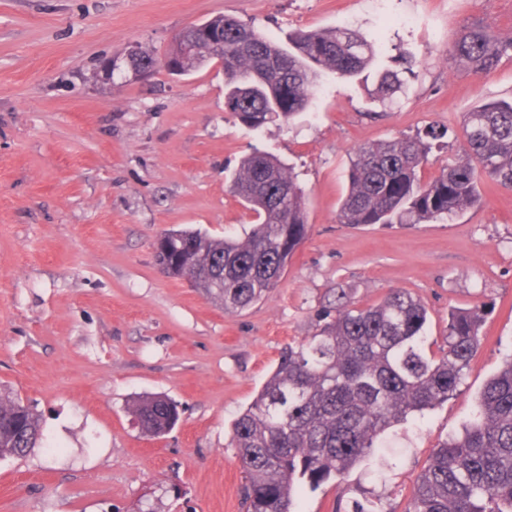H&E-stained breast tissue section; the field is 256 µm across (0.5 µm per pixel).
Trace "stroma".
<instances>
[{
  "label": "stroma",
  "instance_id": "stroma-1",
  "mask_svg": "<svg viewBox=\"0 0 512 512\" xmlns=\"http://www.w3.org/2000/svg\"><path fill=\"white\" fill-rule=\"evenodd\" d=\"M218 14L277 42L346 24L377 37L383 61L416 66L387 103L375 71L323 76L307 111L258 130L225 111L218 61L184 75L103 68L137 46L164 58L178 33ZM402 15L412 27H396ZM476 22L512 33V0L377 11L368 0H0V389L34 405L49 441L0 460V512H241L231 423L341 286L360 306L408 291L428 309L434 347L451 308L489 311L454 398L389 428L383 455L295 503L403 512L432 449L512 354V191L486 185L479 207L447 223L355 227L339 207L360 145L452 127L429 179L456 158L465 112L512 98V61L478 76L448 58L452 35ZM256 150L294 166L309 233L279 287L230 313L161 273L153 243L182 228L243 237L253 218L228 184ZM154 394L180 414L161 438L128 411Z\"/></svg>",
  "mask_w": 512,
  "mask_h": 512
}]
</instances>
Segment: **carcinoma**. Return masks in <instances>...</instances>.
Listing matches in <instances>:
<instances>
[{
    "label": "carcinoma",
    "mask_w": 512,
    "mask_h": 512,
    "mask_svg": "<svg viewBox=\"0 0 512 512\" xmlns=\"http://www.w3.org/2000/svg\"><path fill=\"white\" fill-rule=\"evenodd\" d=\"M184 33L192 48L181 73L204 66L224 48L225 110L250 129L281 126L304 112L323 74L351 78L376 61L374 43L347 28L297 31L286 48L225 15ZM449 51L480 75L512 60V36L465 26ZM156 64L147 49L127 61L132 71ZM403 85L401 71L384 70L379 101L392 99ZM462 132L461 154L428 181L421 169L444 136L434 125L357 148L339 223H433L479 206L485 181L512 191V100L465 113ZM229 191L256 215L244 237L173 230L156 240L154 252L169 276L197 282L225 311L238 312L279 286L309 224L297 175L271 154L244 157ZM427 322L426 306L406 291L392 290L360 307L341 290L314 333L282 349L257 396L232 423L243 512H292L300 489H317L377 456L390 427L456 394L484 340V311L450 310L436 352L428 346ZM129 412L153 437L179 417L163 396L138 399ZM43 444L48 441L34 407L0 392V458H20ZM404 512H512V356L486 380L461 430L433 450Z\"/></svg>",
    "instance_id": "1"
}]
</instances>
